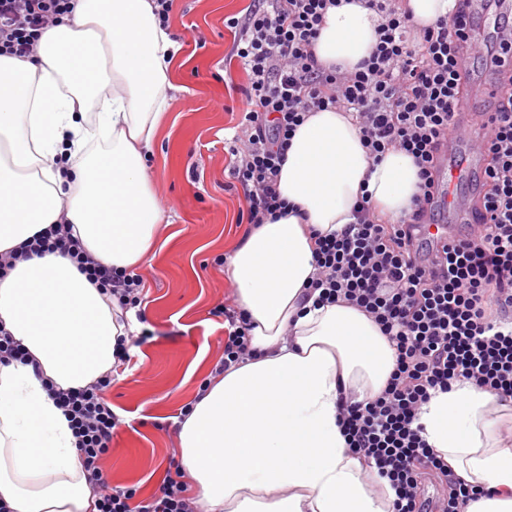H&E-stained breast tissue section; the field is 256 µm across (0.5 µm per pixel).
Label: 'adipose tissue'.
Returning <instances> with one entry per match:
<instances>
[{"mask_svg": "<svg viewBox=\"0 0 512 512\" xmlns=\"http://www.w3.org/2000/svg\"><path fill=\"white\" fill-rule=\"evenodd\" d=\"M377 17L329 8L319 64L354 71ZM175 48L152 0H79L31 59L0 56V253L66 221L103 265L149 261L162 205L145 151L169 108ZM277 189L291 213L249 226L224 269L252 322V354L211 375L180 423L181 473L202 512H392L338 425L340 404L379 395L395 366L378 326L345 304L314 307L311 230L353 223L362 190L392 221L419 193L411 155L374 161L354 121L327 109L297 128ZM0 323L30 357L0 364V500L11 512H97L71 426L48 386L81 388L113 371L140 324L67 258L35 256L0 279ZM512 409L469 382L424 405L430 445L461 480L489 488L465 512H512Z\"/></svg>", "mask_w": 512, "mask_h": 512, "instance_id": "ef3b65f1", "label": "adipose tissue"}]
</instances>
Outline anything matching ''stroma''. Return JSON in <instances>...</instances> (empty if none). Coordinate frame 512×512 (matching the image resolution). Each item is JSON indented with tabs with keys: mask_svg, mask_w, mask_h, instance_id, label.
Here are the masks:
<instances>
[{
	"mask_svg": "<svg viewBox=\"0 0 512 512\" xmlns=\"http://www.w3.org/2000/svg\"><path fill=\"white\" fill-rule=\"evenodd\" d=\"M253 0H174L169 28L180 50L169 109L148 153L152 184L166 208L154 256L142 268V308L151 338L137 343L106 397L122 423L101 466L112 485L149 501L177 464L180 413L224 355L216 307L235 290L216 265L244 230L247 207L232 186L228 148L238 130L248 72L232 55L230 17Z\"/></svg>",
	"mask_w": 512,
	"mask_h": 512,
	"instance_id": "1",
	"label": "stroma"
}]
</instances>
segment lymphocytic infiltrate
Instances as JSON below:
<instances>
[{
    "label": "lymphocytic infiltrate",
    "instance_id": "obj_1",
    "mask_svg": "<svg viewBox=\"0 0 512 512\" xmlns=\"http://www.w3.org/2000/svg\"><path fill=\"white\" fill-rule=\"evenodd\" d=\"M471 0H455L449 16L417 29L403 0H364L377 16L378 41L354 72L321 67L314 44L329 8L342 0H261L241 17L235 53L248 71L241 127L248 138L232 149L231 176L245 191L246 221L281 217L287 203L276 188L286 150L310 112L351 113L372 158L390 151L412 155L421 192L407 220L396 224L362 198L354 223L315 234L317 272L310 282L322 304L344 302L370 317L387 336L395 368L384 391L368 401L343 400L348 447L395 492L393 512H425L421 477H448L447 461L427 442L422 407L453 383L470 381L512 401V70L503 72L495 124L485 149L487 220L452 247L420 243L415 231L432 224L439 184L437 154L464 102L470 57L464 18ZM76 0H0V55L28 58L43 32L71 17ZM68 256L123 309L140 307V274L103 266L64 225L53 224L21 251L0 255V278L22 258ZM227 324L221 369L250 354L245 314L224 304ZM111 375L85 387L54 390L68 416L97 512H197L179 476H166L151 501L134 505V489L111 485L100 461L120 423L105 397Z\"/></svg>",
    "mask_w": 512,
    "mask_h": 512
}]
</instances>
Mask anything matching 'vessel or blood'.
<instances>
[{
  "mask_svg": "<svg viewBox=\"0 0 512 512\" xmlns=\"http://www.w3.org/2000/svg\"><path fill=\"white\" fill-rule=\"evenodd\" d=\"M473 13L474 18L468 21L467 28L483 62V72L473 79L472 85L481 99L491 101L499 93V73L512 69V56L504 57L497 52L500 21L512 15V0H475ZM493 119V114L487 113L477 122L471 119L467 108H460L452 118L448 147L442 154L440 188L435 203L438 208L454 213L464 224L474 222L475 211L467 207L459 188L468 186L475 195L482 190L485 152L481 142Z\"/></svg>",
  "mask_w": 512,
  "mask_h": 512,
  "instance_id": "obj_1",
  "label": "vessel or blood"
}]
</instances>
